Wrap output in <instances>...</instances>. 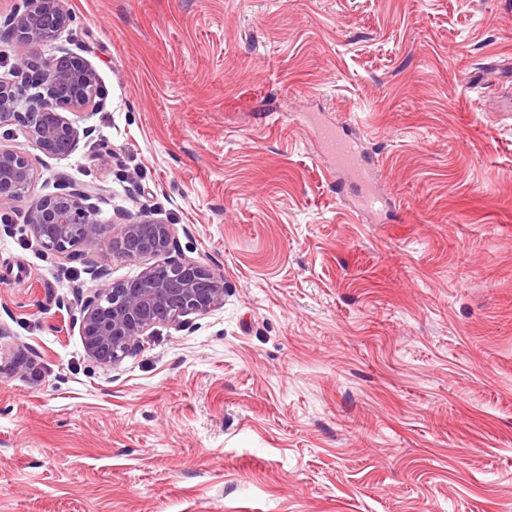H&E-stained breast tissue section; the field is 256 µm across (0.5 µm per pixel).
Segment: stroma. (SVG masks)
I'll return each instance as SVG.
<instances>
[{
    "label": "stroma",
    "instance_id": "obj_1",
    "mask_svg": "<svg viewBox=\"0 0 512 512\" xmlns=\"http://www.w3.org/2000/svg\"><path fill=\"white\" fill-rule=\"evenodd\" d=\"M103 91L34 192L103 186L224 282L114 369L0 199V512H512V0H67ZM349 122L359 207L302 123Z\"/></svg>",
    "mask_w": 512,
    "mask_h": 512
}]
</instances>
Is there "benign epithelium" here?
<instances>
[{"label": "benign epithelium", "mask_w": 512, "mask_h": 512, "mask_svg": "<svg viewBox=\"0 0 512 512\" xmlns=\"http://www.w3.org/2000/svg\"><path fill=\"white\" fill-rule=\"evenodd\" d=\"M8 21V34L26 47L14 67L15 78L0 77V128L18 124L47 157L75 152L92 129L81 127L87 111L99 105L101 92L94 68L67 53L47 58L43 48L73 21L65 0H21ZM32 158L0 147V198L28 201L26 226L45 252L58 260L82 263L94 286L79 301V331L87 356L114 367L136 353L154 326L176 328L186 316L201 314L224 302V283L206 266L177 247L174 225L130 215L104 242V225L91 200L102 194L94 184L61 183L60 191L37 196ZM164 257L140 275L109 282L108 261Z\"/></svg>", "instance_id": "1"}]
</instances>
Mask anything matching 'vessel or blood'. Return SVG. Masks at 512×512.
<instances>
[{
    "label": "vessel or blood",
    "instance_id": "b4317fda",
    "mask_svg": "<svg viewBox=\"0 0 512 512\" xmlns=\"http://www.w3.org/2000/svg\"><path fill=\"white\" fill-rule=\"evenodd\" d=\"M316 128L322 150L332 160L334 170L346 173L358 182L365 184L366 191L361 198V204L363 208H372L378 197L369 179L371 157L362 153L358 143L348 137L340 126L320 122L317 123Z\"/></svg>",
    "mask_w": 512,
    "mask_h": 512
}]
</instances>
